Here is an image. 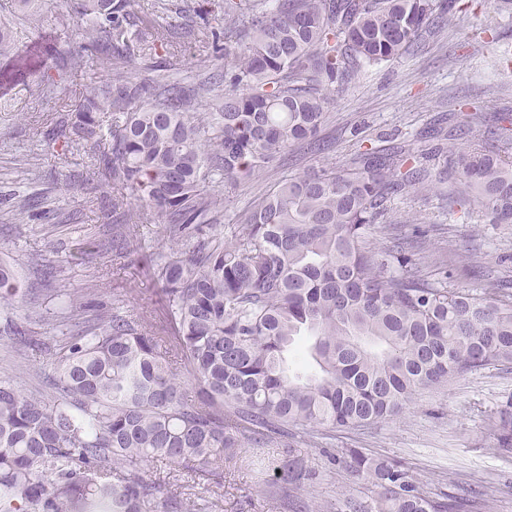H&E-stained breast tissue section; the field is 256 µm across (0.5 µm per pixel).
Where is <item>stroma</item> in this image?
<instances>
[{"instance_id": "1", "label": "stroma", "mask_w": 512, "mask_h": 512, "mask_svg": "<svg viewBox=\"0 0 512 512\" xmlns=\"http://www.w3.org/2000/svg\"><path fill=\"white\" fill-rule=\"evenodd\" d=\"M69 3L45 0L26 46L0 58V70L16 73L15 83L6 90L11 105L0 111V196L18 189L39 200L20 219L0 222V257L15 262L23 286L32 291L31 299L8 313L21 321L42 303L44 282L29 261L54 246L62 264L59 286L101 285L102 302L123 299L129 313L153 323L160 316L159 290L144 277L140 255H132L126 266L96 255L81 263L68 260L76 239L112 220V184L99 160L61 150L44 138L50 124L72 112L85 85L108 76L92 61L67 77L70 98L43 96L52 64L45 47L64 49L86 36L80 22L60 25ZM458 6V21L448 23L423 48L364 68L349 89L328 104L321 132L324 151L294 146L271 160L255 181L227 189L225 233H232L238 214L284 176L331 162L349 163L363 144L380 150L408 146L434 174L447 169L452 153L491 146L498 115L512 114V12L499 11L496 0H459ZM473 112L479 113V120H470ZM26 154L39 155V168L24 164ZM71 170L87 174L94 190L65 186L62 176ZM412 214L425 220L426 242L413 251L420 278L443 279L448 288L474 293L493 282L512 293V224L488 223L483 213L449 203L444 195L409 191L392 197L390 223L372 225L369 240L380 251L392 249L398 240L412 236L413 227L405 222ZM50 369L46 355L20 352L18 344L0 336V374H14L21 389L37 386V372ZM510 399L512 368L489 364L418 391L400 415L365 429L318 427L308 434L291 430L289 443L303 450L306 464L316 473L313 485L285 489L274 477L262 480L233 465L224 470L216 512H286L290 499L304 502L307 512L326 504L331 512H345L347 499L373 498V484L354 477L340 461L329 464L322 454L326 448L339 458L355 448L371 457L398 459L430 492L472 488L486 499V512H512V462L498 456L492 433L498 408Z\"/></svg>"}]
</instances>
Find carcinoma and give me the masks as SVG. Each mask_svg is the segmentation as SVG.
Listing matches in <instances>:
<instances>
[{
    "instance_id": "cac0c4a2",
    "label": "carcinoma",
    "mask_w": 512,
    "mask_h": 512,
    "mask_svg": "<svg viewBox=\"0 0 512 512\" xmlns=\"http://www.w3.org/2000/svg\"><path fill=\"white\" fill-rule=\"evenodd\" d=\"M73 0L86 40L49 48L56 70L103 56L112 74L79 98L75 121L52 141L100 148V114L115 115L106 166L112 178V251H135V228L161 226L145 269L159 285L154 331L97 289L50 290L62 323L88 329L58 346L39 335V313L8 333L51 356L40 388L0 377V512H151L159 487L145 466L161 462L224 481V463L252 447L250 465L280 483L312 481L288 425L359 428L399 413L421 389L500 363L512 365V298L420 279L412 253L395 250L391 271L366 247L389 195L434 191L404 145L358 152L286 180L241 217L224 239V190L259 176L297 142L321 149L324 109L365 66L390 61L448 22L453 0ZM42 0H0V57L29 38ZM204 45L212 75L185 86L132 75L136 57ZM496 144L459 156L448 200L512 224V114ZM0 203L8 220L30 197ZM98 247L74 242L78 261ZM23 299L12 266L0 263V306ZM312 343L310 367L290 369L296 337ZM193 380L186 390L179 375ZM496 451L512 457V400L493 426ZM283 447L269 452L270 443ZM346 465L377 488L348 512H483L480 494L428 495L394 458L349 451Z\"/></svg>"
}]
</instances>
